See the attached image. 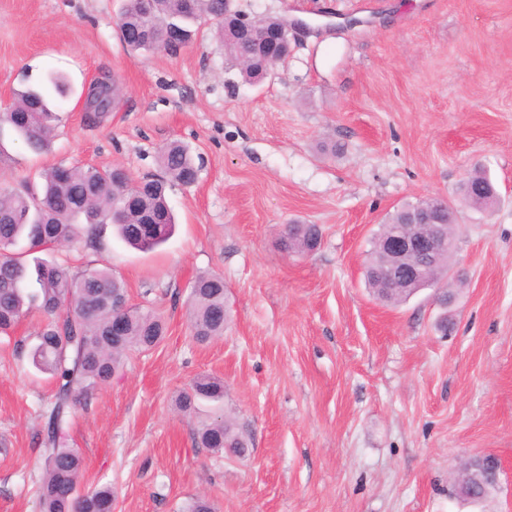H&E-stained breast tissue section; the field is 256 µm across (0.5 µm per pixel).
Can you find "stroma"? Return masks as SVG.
Wrapping results in <instances>:
<instances>
[{"label": "stroma", "mask_w": 512, "mask_h": 512, "mask_svg": "<svg viewBox=\"0 0 512 512\" xmlns=\"http://www.w3.org/2000/svg\"><path fill=\"white\" fill-rule=\"evenodd\" d=\"M126 2L0 0V99L26 72L71 83L49 152L0 128V186L60 164L138 179L173 140L203 159L195 185L168 190L177 226L156 251L109 236L54 253L75 272L111 267L167 324L68 413L82 486L111 485L114 512L195 496L215 512H512V0H235L308 24L259 85L207 31L174 54L130 52L115 25ZM105 73L122 96L95 124L82 94ZM477 166L499 194L488 211L458 191ZM425 197L453 206L467 279L446 307L431 288L383 305L365 286L371 240ZM294 221L321 227L314 253L284 249ZM198 273L223 275L230 312L203 345L188 329ZM42 323L31 311L0 341V512H39L57 384L15 343ZM200 374L223 378L246 456L195 446L198 419L175 398ZM488 453L503 466L491 498L451 495L458 468Z\"/></svg>", "instance_id": "obj_1"}]
</instances>
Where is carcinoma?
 <instances>
[{
    "instance_id": "carcinoma-1",
    "label": "carcinoma",
    "mask_w": 512,
    "mask_h": 512,
    "mask_svg": "<svg viewBox=\"0 0 512 512\" xmlns=\"http://www.w3.org/2000/svg\"><path fill=\"white\" fill-rule=\"evenodd\" d=\"M117 23L130 33L145 31L144 41H128L134 52H149L164 46L163 34L179 26L192 36L214 29L224 37V0H197L193 10L183 8L182 0H153L143 13L137 0H129ZM229 59L241 69L246 81L263 78L265 69L259 49L243 45ZM68 83L61 74L33 82L26 76L14 92V117L0 114V124L9 125L35 153L51 144L58 121L57 99L67 96ZM162 175L145 177L135 188L110 167L57 166L43 174L39 186L27 183L23 189L0 187V336L10 337L21 316L40 309L46 322L30 349L33 365L51 374L58 385L50 409L43 444V473L38 488L40 512H112V487L104 485L83 491L80 480L83 459L62 440L60 431L69 410L87 401L102 384L109 382L132 351L155 347L166 335L162 317L152 309L134 308L125 312V335H112V320L119 308L112 305L127 299L124 282L112 269L93 267L80 274L55 260L23 259V249L51 251L73 240L79 231L88 232L91 246L101 244L107 226L130 247L151 250L166 242L175 224L166 190L185 185L199 170L189 149L178 141L164 147L159 157ZM462 200L478 210H489L497 201L488 174L474 169L460 186ZM415 210L408 203L392 213L381 228H399L406 214ZM288 248L298 254L312 249L319 235L315 224H290ZM385 259L373 241L365 268L370 293L388 306H399L409 299L400 289H384ZM190 289L189 327L192 338L204 343L224 335V278L199 274ZM176 406L185 414H197L203 407L212 416L199 422L193 433L195 445L212 450L232 449L246 454L248 436L243 428L224 416V380L210 374L196 376L176 397ZM180 512H214L200 496L189 498Z\"/></svg>"
}]
</instances>
